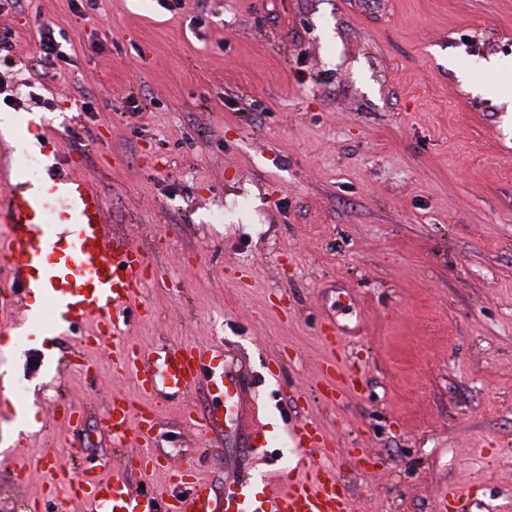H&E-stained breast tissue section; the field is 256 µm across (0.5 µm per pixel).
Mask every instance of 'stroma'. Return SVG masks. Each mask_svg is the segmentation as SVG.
<instances>
[{"instance_id":"1","label":"stroma","mask_w":512,"mask_h":512,"mask_svg":"<svg viewBox=\"0 0 512 512\" xmlns=\"http://www.w3.org/2000/svg\"><path fill=\"white\" fill-rule=\"evenodd\" d=\"M0 0V169L63 165L105 194L111 240L152 266L147 353L220 348L243 405L221 392L162 391L132 488L171 490L193 459L218 496L293 469L285 432L333 421L339 469L364 512H438L469 488L471 512H512V100L478 92L512 57V0ZM67 61H39L41 25ZM223 210L224 221L210 214ZM362 385L336 407L315 389L328 317ZM54 339L95 373L52 377L28 327L0 340V512L40 500L44 432L76 453L62 471L111 475V394L138 399L111 346ZM81 408L58 426L54 401ZM36 425L16 429L15 404ZM217 415L197 434L184 416ZM264 431L268 446L253 447ZM369 455L365 469L349 460ZM469 496V490L461 487H453L443 490L440 494V511H460L465 507L469 510Z\"/></svg>"}]
</instances>
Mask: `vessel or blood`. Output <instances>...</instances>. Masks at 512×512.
Listing matches in <instances>:
<instances>
[{
  "label": "vessel or blood",
  "mask_w": 512,
  "mask_h": 512,
  "mask_svg": "<svg viewBox=\"0 0 512 512\" xmlns=\"http://www.w3.org/2000/svg\"><path fill=\"white\" fill-rule=\"evenodd\" d=\"M48 180L45 192H31L27 184L17 182L0 197V223L9 229L6 242L0 243V288L10 293L15 305L42 295L52 312L44 325L54 335L72 334L78 322L93 320L96 330L91 342L115 344L114 371L133 375L140 395H154L156 376L148 355L121 340L127 310L143 299L148 256L134 244L110 245L104 195L88 179L52 174ZM206 356L205 350L193 347L164 351L170 387L184 392L212 376ZM320 373L319 396L326 403H336L359 385L358 374L338 367L332 356L324 359ZM103 423L113 440L128 447L122 465L109 476L81 470L61 478L55 469L64 447L47 440L37 462L46 475L43 498L79 502L87 505L88 512H358L339 471L326 461L335 441L323 423L304 420L289 429L297 454L295 478L279 477L260 496L240 490L222 500L194 467L179 465L171 469L176 492L164 498L132 494L130 475H143L158 466L157 460L138 452L150 442L155 422L150 412L135 410L126 398L115 396L107 404ZM469 496V490L461 487L443 490L441 512H463Z\"/></svg>",
  "instance_id": "vessel-or-blood-1"
}]
</instances>
